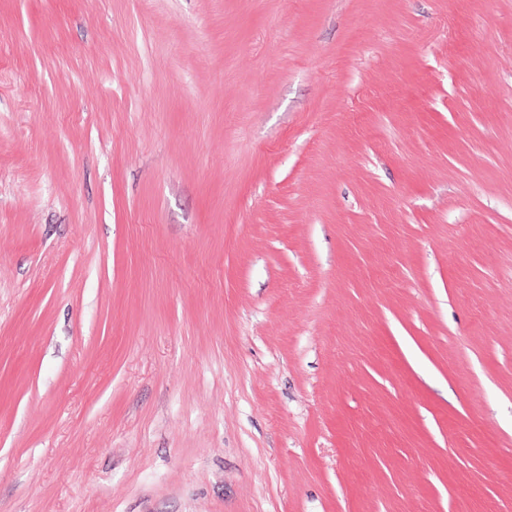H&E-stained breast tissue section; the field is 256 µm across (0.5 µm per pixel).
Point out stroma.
Returning <instances> with one entry per match:
<instances>
[{
	"label": "stroma",
	"instance_id": "stroma-1",
	"mask_svg": "<svg viewBox=\"0 0 512 512\" xmlns=\"http://www.w3.org/2000/svg\"><path fill=\"white\" fill-rule=\"evenodd\" d=\"M0 512H512V0H0Z\"/></svg>",
	"mask_w": 512,
	"mask_h": 512
}]
</instances>
